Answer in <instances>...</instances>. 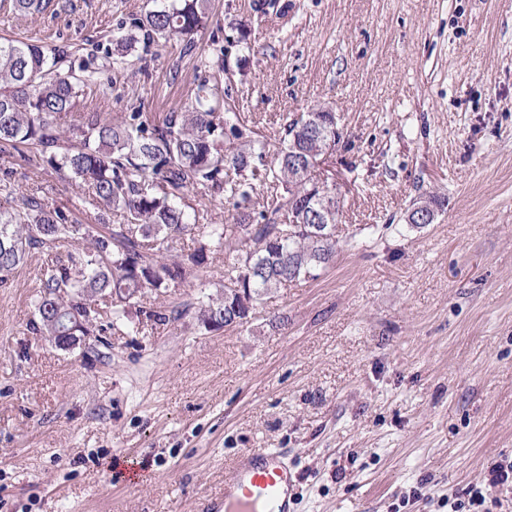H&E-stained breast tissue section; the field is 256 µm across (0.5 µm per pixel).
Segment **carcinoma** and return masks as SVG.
<instances>
[{"label": "carcinoma", "mask_w": 512, "mask_h": 512, "mask_svg": "<svg viewBox=\"0 0 512 512\" xmlns=\"http://www.w3.org/2000/svg\"><path fill=\"white\" fill-rule=\"evenodd\" d=\"M24 15L42 14L52 0H11ZM210 18V0H162L134 20V30L112 35L100 64L79 61L68 47L0 37V152H33L63 178L92 190L101 212L120 211L122 224H78L28 189L21 207L0 210V287L34 250L67 251L47 266L32 330L71 335L79 317L90 333L114 328L127 308L170 285L198 277L209 255H224V280L198 302L193 319L207 329L243 326L262 297L298 280H313L336 257L341 197L312 175L317 160L336 149L327 124L336 113L314 108L283 126L275 151L246 125L224 124L219 88L202 82L182 112L156 121L142 112L107 118L87 112L66 129L60 120L83 88L96 84L138 43L176 38L186 50ZM265 168L281 188L256 208V189L229 172ZM200 187L224 197L233 223L198 224L188 194ZM190 240L193 248L183 243ZM87 244L85 256L68 253Z\"/></svg>", "instance_id": "carcinoma-1"}]
</instances>
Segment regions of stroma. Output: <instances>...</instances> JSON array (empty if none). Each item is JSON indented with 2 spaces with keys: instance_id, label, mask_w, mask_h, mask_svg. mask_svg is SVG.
<instances>
[{
  "instance_id": "35a3bbf8",
  "label": "stroma",
  "mask_w": 512,
  "mask_h": 512,
  "mask_svg": "<svg viewBox=\"0 0 512 512\" xmlns=\"http://www.w3.org/2000/svg\"><path fill=\"white\" fill-rule=\"evenodd\" d=\"M258 2L211 0L192 50L137 49L70 120L160 119L205 76L273 144L294 114L329 107L350 143L333 166L334 262L242 327L147 319L220 287L217 254L62 351L29 328L49 261L32 252L0 288V512H200L246 448L287 454L297 512H448L512 458V0H278L268 15ZM53 4L0 9V36L90 53L147 2ZM4 177L77 223L123 221L17 152H0ZM432 194L435 222L408 224ZM125 455L140 482L115 481Z\"/></svg>"
}]
</instances>
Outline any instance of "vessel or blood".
<instances>
[{"mask_svg":"<svg viewBox=\"0 0 512 512\" xmlns=\"http://www.w3.org/2000/svg\"><path fill=\"white\" fill-rule=\"evenodd\" d=\"M295 499L296 481L280 451L248 448L225 478L222 498L205 512H294Z\"/></svg>","mask_w":512,"mask_h":512,"instance_id":"1","label":"vessel or blood"}]
</instances>
